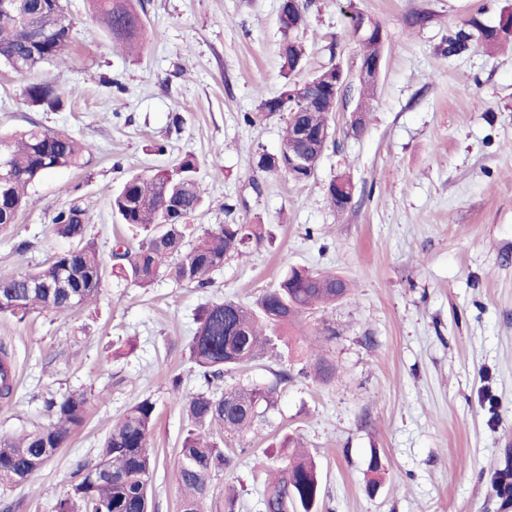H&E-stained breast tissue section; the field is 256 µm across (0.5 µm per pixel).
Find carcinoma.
<instances>
[{
	"label": "carcinoma",
	"instance_id": "cac0c4a2",
	"mask_svg": "<svg viewBox=\"0 0 512 512\" xmlns=\"http://www.w3.org/2000/svg\"><path fill=\"white\" fill-rule=\"evenodd\" d=\"M112 36L117 49L142 46L144 24L135 0H87ZM46 0H17L11 11L0 10V66L29 74L44 62L64 63L73 43L74 19L44 10ZM307 2L283 0L279 14L284 33L306 23ZM47 32L37 46L22 35L27 25ZM488 45L512 40V10H504L498 24L485 26L473 18L448 36L446 53L468 50L474 36ZM285 82L280 93L264 101L266 115L280 114L285 127L281 143H288L292 128L302 121L318 130L330 123L336 111V95L324 94L311 104L288 95L291 76L304 65L302 45L285 38L280 49ZM66 89L42 81L27 89L26 103L34 108L58 111L72 96ZM9 155L16 177L8 189L0 188V226L15 223L30 205L29 188L51 171L79 168L92 148L71 134L33 125L21 132L0 134V152ZM256 165L263 172L288 174V155L262 152ZM196 158L185 155L173 168L148 176L127 178L112 193V213L120 223L146 232L134 252L115 254L111 273L150 288L161 275L182 287H204L224 262L243 254L252 239H261L259 224H219L197 229L188 219L202 206ZM53 233L76 244L75 250L55 253L32 276L53 283L66 279L65 288H27L25 276L0 273V313L20 320L33 313L68 315L99 294L105 272L96 244L87 238L85 210L77 203L58 210L52 218ZM348 292L346 282L334 275L293 268L277 285L254 303L230 299L204 307L189 344V356L202 380L201 389L184 401L189 427L180 442L174 480L179 487L181 512H235L236 498L225 495L222 505L206 507L213 479L232 466L233 459L214 440L213 431L245 440L258 418L259 409L275 407L280 385L290 379L283 371L269 385L243 384L224 391L212 389V379L247 365L275 347V330L298 323L304 314L336 302ZM11 354L0 346V403L14 395ZM52 422L17 435L0 437V487L28 483L50 457L69 441L85 421L87 398L81 391L66 392L50 404ZM155 403L143 398L133 403L112 426L95 459L78 465V481L56 503V512H148L149 488L156 458L149 439L155 425ZM280 465L272 470L266 488L264 512H318L322 486L317 464L303 450L300 440L286 435L277 445Z\"/></svg>",
	"mask_w": 512,
	"mask_h": 512
}]
</instances>
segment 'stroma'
<instances>
[{"label":"stroma","mask_w":512,"mask_h":512,"mask_svg":"<svg viewBox=\"0 0 512 512\" xmlns=\"http://www.w3.org/2000/svg\"><path fill=\"white\" fill-rule=\"evenodd\" d=\"M65 2L75 21L70 58L27 75L0 67V131L64 129L94 150L84 167L34 184L29 208L0 229V270L26 274L66 248L51 219L73 202L104 259L117 242L137 248L112 214L113 189L188 153L205 198L193 223L258 224L262 240L205 288L162 277L144 290L108 275L97 299L71 314H0L15 374L0 437L46 424L61 393L88 398L84 424L32 483L0 491V512H53L78 464L145 397L156 404L149 512H180L171 474L188 427L181 401L200 388L187 348L196 316L224 298L253 303L292 267L341 276L349 292L219 380L224 388L292 375L255 434L225 439L235 466L213 480L210 504L231 488L236 512H263L267 448L290 434L320 467L321 512H512L495 491L512 483V45L476 40L462 55L443 52L464 21L496 24L512 0H310L293 34L306 52L296 81L336 66L356 73L353 16L378 23L385 42L364 130L349 127L353 92L301 183L256 166L283 134L280 116L261 114L284 82L281 0H141L137 55L113 48L86 0ZM34 81L76 94L62 110L34 109L24 96ZM247 112L255 124L244 123ZM340 175L353 186L341 212L326 198ZM327 326L333 335H323ZM321 357L336 368L327 382L315 375ZM175 375L176 396L167 384Z\"/></svg>","instance_id":"stroma-1"}]
</instances>
